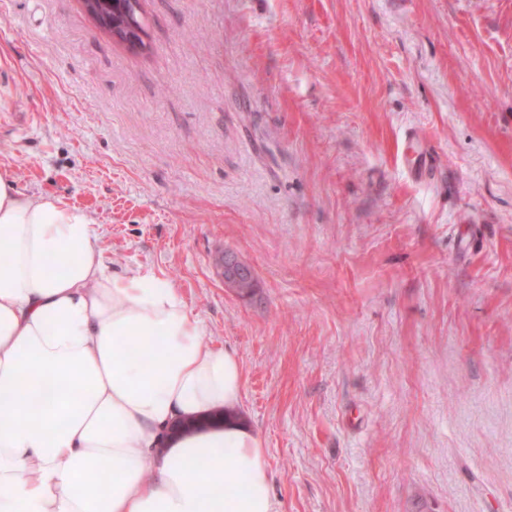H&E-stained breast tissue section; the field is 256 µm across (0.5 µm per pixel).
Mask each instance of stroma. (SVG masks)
Segmentation results:
<instances>
[{
  "label": "stroma",
  "mask_w": 512,
  "mask_h": 512,
  "mask_svg": "<svg viewBox=\"0 0 512 512\" xmlns=\"http://www.w3.org/2000/svg\"><path fill=\"white\" fill-rule=\"evenodd\" d=\"M140 7L0 0V164L236 355L276 512H512V0ZM82 9L86 14H90L97 25L106 31L113 41L125 44L129 47H135L140 50L142 43L138 40H129L125 33L134 27V20L137 19L135 14L136 0H130L126 9L112 14V21L109 19L101 20V1L100 0H79ZM221 272L224 285L232 288L236 287L244 276H250L251 268L242 263L234 253L225 252Z\"/></svg>",
  "instance_id": "obj_1"
}]
</instances>
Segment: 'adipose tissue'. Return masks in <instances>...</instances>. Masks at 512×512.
Returning <instances> with one entry per match:
<instances>
[{"label": "adipose tissue", "mask_w": 512, "mask_h": 512, "mask_svg": "<svg viewBox=\"0 0 512 512\" xmlns=\"http://www.w3.org/2000/svg\"><path fill=\"white\" fill-rule=\"evenodd\" d=\"M95 221L0 170V512H275L238 358ZM106 463L101 481L91 464Z\"/></svg>", "instance_id": "adipose-tissue-1"}]
</instances>
